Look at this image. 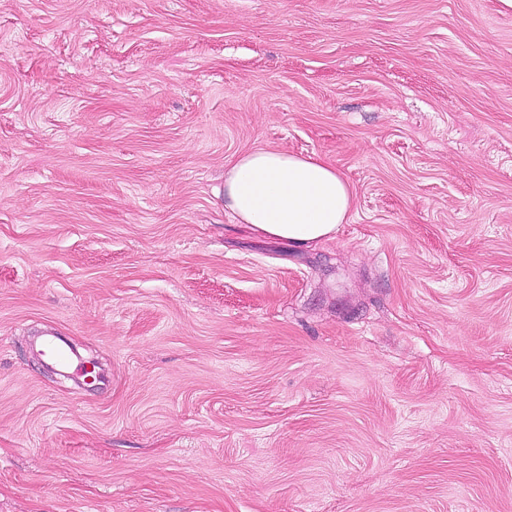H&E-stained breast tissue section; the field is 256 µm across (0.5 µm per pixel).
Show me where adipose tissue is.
<instances>
[{"mask_svg": "<svg viewBox=\"0 0 512 512\" xmlns=\"http://www.w3.org/2000/svg\"><path fill=\"white\" fill-rule=\"evenodd\" d=\"M353 194L313 156L257 149L224 170V206L246 230L295 246L333 239L351 217Z\"/></svg>", "mask_w": 512, "mask_h": 512, "instance_id": "obj_1", "label": "adipose tissue"}]
</instances>
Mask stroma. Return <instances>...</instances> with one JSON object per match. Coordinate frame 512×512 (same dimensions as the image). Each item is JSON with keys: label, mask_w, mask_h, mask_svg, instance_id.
I'll return each instance as SVG.
<instances>
[{"label": "stroma", "mask_w": 512, "mask_h": 512, "mask_svg": "<svg viewBox=\"0 0 512 512\" xmlns=\"http://www.w3.org/2000/svg\"><path fill=\"white\" fill-rule=\"evenodd\" d=\"M258 148L351 221L241 230ZM0 512H512V9L0 0ZM353 205L336 168L313 156L257 149L224 169V207L246 230L295 246L334 238ZM43 354L63 370H71L75 360L70 350L52 339L42 342Z\"/></svg>", "instance_id": "stroma-1"}]
</instances>
